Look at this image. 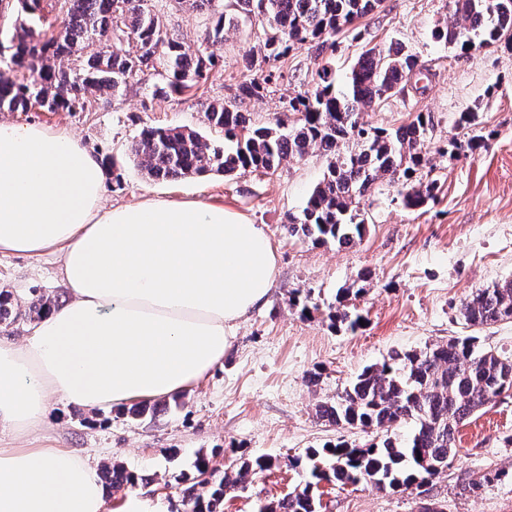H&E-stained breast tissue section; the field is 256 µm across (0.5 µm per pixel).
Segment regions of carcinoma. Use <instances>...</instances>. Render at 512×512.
Segmentation results:
<instances>
[{"label": "carcinoma", "instance_id": "obj_1", "mask_svg": "<svg viewBox=\"0 0 512 512\" xmlns=\"http://www.w3.org/2000/svg\"><path fill=\"white\" fill-rule=\"evenodd\" d=\"M15 19L0 40V112L28 111L40 104L46 112H90L109 102L146 74L158 76L152 95L185 99L204 86L220 56L226 34L239 27L238 16L217 0H178L208 11L203 41L207 53L189 55L148 0H13ZM246 17L261 24L266 38L257 61L243 58L251 77L236 84L233 100L259 98L272 74L296 45H309L322 59L313 89L281 101L282 116L258 125L236 105L211 102L205 121L214 133L233 143L230 148L185 127H144L131 149L133 162L151 179L175 180L210 171L276 173L316 149L326 157V171L313 188L300 215L288 219L292 237L315 244L347 247L362 240L365 224L360 200L379 181L399 186L407 208H420L435 197L436 184L417 176L425 167L423 142L431 115L420 112L393 130L374 128L361 115L391 93L403 92L420 68L414 54L396 46L383 53L365 50L336 89V71L327 53H335L338 36L374 14L382 0H234ZM435 41L469 50L503 43L512 49V0H448V16L432 31ZM136 42L130 52L125 42ZM70 58L71 66L57 64ZM352 289L344 288L332 315L336 327L354 330L361 316L346 304ZM42 295L19 309L9 290L0 291V325L40 319L51 302ZM472 334L422 350L392 352L383 362L363 369L335 400L320 402L318 419L337 427L381 432L384 438L366 448L346 442L311 448L293 458L296 469L311 480L266 504L260 512H320L315 482H371L389 492L423 493L422 487L446 472L458 451V428L502 394L512 391V356L480 344L478 333L512 319V279L477 291L460 307ZM413 424L410 433L399 429ZM211 459L197 457V475L183 482L189 512H222L224 495L256 471L270 469L263 458L240 457L236 475L211 484L203 479ZM106 487L135 486L124 467L102 468ZM512 482V471L485 474L464 486L477 492L485 482Z\"/></svg>", "mask_w": 512, "mask_h": 512}]
</instances>
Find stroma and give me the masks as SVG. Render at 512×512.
I'll use <instances>...</instances> for the list:
<instances>
[{
  "label": "stroma",
  "instance_id": "stroma-1",
  "mask_svg": "<svg viewBox=\"0 0 512 512\" xmlns=\"http://www.w3.org/2000/svg\"><path fill=\"white\" fill-rule=\"evenodd\" d=\"M168 27L190 48H199L205 16L175 10L170 0H151ZM448 12V0H384L356 33L342 35L332 58L337 81L367 48L402 44L429 72L424 93L406 90L365 112L372 127L393 129L428 112L433 125L423 152L424 179L437 183L434 202L405 208L396 187L380 182L360 201L366 233L341 247L289 236V216L322 179L320 152L273 175L208 172L178 181L146 178L129 156L146 126L187 127L209 135L204 110L210 100H231L244 71L238 60L260 50V26L230 32L223 60L200 97L189 101L152 95L153 76L92 112H1L0 120L40 125L73 135L100 158L116 165L123 186L108 189L107 205L145 197L200 201L247 215L267 232L277 255L276 283L265 306L240 324L224 361L195 390L167 399L156 420L135 421L126 408L86 411L56 400L57 420L31 433L29 448H63L91 463H117L141 477V490L161 500L167 512H184L182 474L197 454L212 458L222 473H235L240 454L273 460L271 470L248 477L227 492L224 512H258L303 485L290 461L311 448L338 440L364 446L374 438L356 428H337L315 415L318 401L335 398L366 366L395 351H409L464 335L459 309L480 289L512 278V52L494 45L468 52L431 38ZM285 78L272 79L264 96L241 104L260 123L279 116L281 96L310 89L317 63L307 46L285 59ZM478 115L487 146L478 152L450 148L464 135L455 121ZM0 285L21 306L33 294L64 296L57 266L22 255L0 256ZM360 289L352 303L364 318L357 331L336 329L330 314L342 288ZM309 298L310 314L299 301ZM318 385H308L311 373ZM459 452L434 479L428 495L441 512H512V483L487 484L479 494L463 483L500 469L512 470V394L497 399L460 426ZM321 512H420L410 493H385L371 482L321 484Z\"/></svg>",
  "mask_w": 512,
  "mask_h": 512
}]
</instances>
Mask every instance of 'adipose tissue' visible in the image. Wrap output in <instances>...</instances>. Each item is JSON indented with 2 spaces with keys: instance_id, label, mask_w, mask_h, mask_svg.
Instances as JSON below:
<instances>
[{
  "instance_id": "obj_1",
  "label": "adipose tissue",
  "mask_w": 512,
  "mask_h": 512,
  "mask_svg": "<svg viewBox=\"0 0 512 512\" xmlns=\"http://www.w3.org/2000/svg\"><path fill=\"white\" fill-rule=\"evenodd\" d=\"M99 159L70 134L0 122V254L48 259L68 293L0 338V428L22 437L53 396L90 410L190 390L220 366L277 278L265 230L198 201L106 206ZM0 512H112L96 465L0 446Z\"/></svg>"
}]
</instances>
